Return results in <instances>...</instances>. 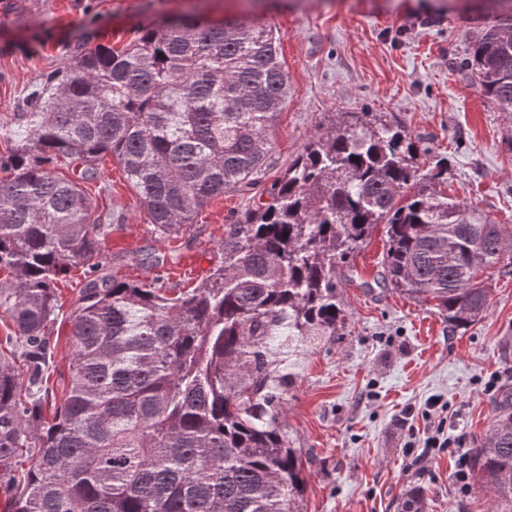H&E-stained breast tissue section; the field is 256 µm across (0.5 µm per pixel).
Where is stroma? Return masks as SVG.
<instances>
[{
    "instance_id": "obj_1",
    "label": "stroma",
    "mask_w": 512,
    "mask_h": 512,
    "mask_svg": "<svg viewBox=\"0 0 512 512\" xmlns=\"http://www.w3.org/2000/svg\"><path fill=\"white\" fill-rule=\"evenodd\" d=\"M199 9L211 19L263 25L281 36L288 100L270 132L260 183L213 198L178 233L146 224L116 159L86 183L97 212L117 219L104 242L112 274L194 287L224 258V227L276 180L328 112H389L432 155L448 160V193L512 225V122L456 69L469 37L490 21L484 0H0V118L9 119L41 73L63 65L85 31L91 45L122 48L144 24ZM383 228L344 273L342 336L297 360L285 423L306 463L299 512H490L478 481L456 483V458L425 439L436 426L474 447L512 392V274L492 273L488 307L450 334L432 303L379 287ZM81 270L60 284L53 328L56 370L70 354L68 317Z\"/></svg>"
}]
</instances>
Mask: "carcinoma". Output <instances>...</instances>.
<instances>
[{"label":"carcinoma","instance_id":"1","mask_svg":"<svg viewBox=\"0 0 512 512\" xmlns=\"http://www.w3.org/2000/svg\"><path fill=\"white\" fill-rule=\"evenodd\" d=\"M470 38L458 69L512 121V7ZM98 45L40 75L0 123V474L5 512H296L301 449L283 421L295 357L341 335V266L384 226L382 281L435 301L448 331L483 317L512 227L446 194L448 164L386 112H334L269 200L224 225V260L177 295L105 272L111 225L83 183L115 158L147 223L170 235L215 196L257 184L288 98L273 29L196 12ZM83 166L80 177L55 173ZM83 268L61 400L57 284ZM27 464L21 476L14 468ZM512 512V394L472 450Z\"/></svg>","mask_w":512,"mask_h":512}]
</instances>
